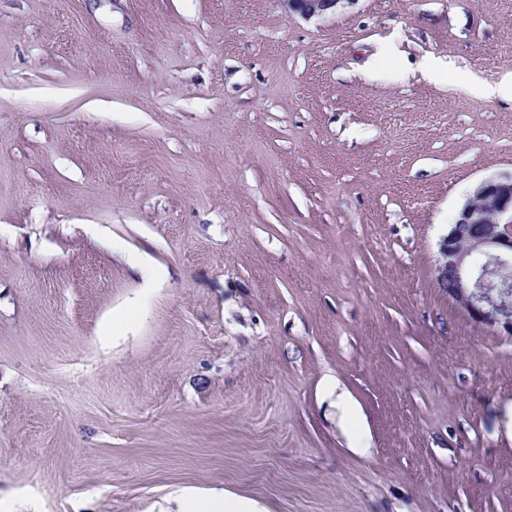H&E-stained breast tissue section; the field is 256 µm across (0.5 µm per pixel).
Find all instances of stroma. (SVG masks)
Instances as JSON below:
<instances>
[{
    "mask_svg": "<svg viewBox=\"0 0 512 512\" xmlns=\"http://www.w3.org/2000/svg\"><path fill=\"white\" fill-rule=\"evenodd\" d=\"M511 173L512 0H0V512H512ZM354 0H279L289 10L305 18L322 17L329 13H336ZM448 295L478 322L512 335V174L480 182L440 244ZM512 280V266L502 273ZM188 508L184 512H260L257 503L229 497L200 498L186 496Z\"/></svg>",
    "mask_w": 512,
    "mask_h": 512,
    "instance_id": "35a3bbf8",
    "label": "stroma"
}]
</instances>
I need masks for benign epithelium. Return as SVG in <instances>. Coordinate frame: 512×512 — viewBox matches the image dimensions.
<instances>
[{"label": "benign epithelium", "instance_id": "obj_1", "mask_svg": "<svg viewBox=\"0 0 512 512\" xmlns=\"http://www.w3.org/2000/svg\"><path fill=\"white\" fill-rule=\"evenodd\" d=\"M305 18L335 13L353 0H280ZM448 296L478 322L512 335V174L480 182L440 244Z\"/></svg>", "mask_w": 512, "mask_h": 512}]
</instances>
